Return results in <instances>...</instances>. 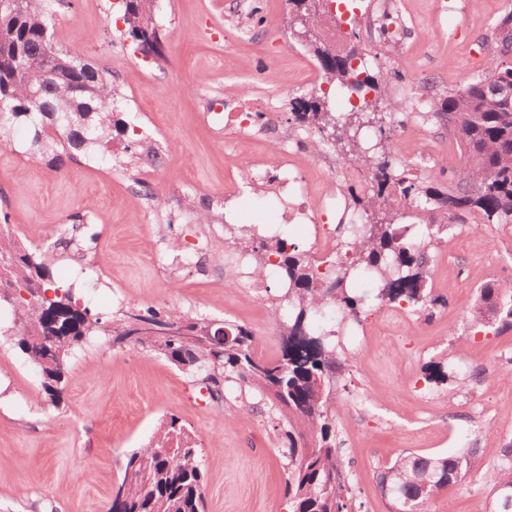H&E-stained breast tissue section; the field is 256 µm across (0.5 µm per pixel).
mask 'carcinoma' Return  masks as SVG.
Listing matches in <instances>:
<instances>
[{"label":"carcinoma","mask_w":512,"mask_h":512,"mask_svg":"<svg viewBox=\"0 0 512 512\" xmlns=\"http://www.w3.org/2000/svg\"><path fill=\"white\" fill-rule=\"evenodd\" d=\"M65 5L67 0H0V139L6 142L12 127L26 126L30 154L57 169L79 153L94 157L105 152L114 135L128 130L124 120L115 118L121 107L112 73L55 41L56 16ZM155 8L156 0H123L124 35L139 51L161 60ZM328 26V19L316 15L307 25L297 24L295 32L307 39L323 78L351 109L333 112L322 96L299 99L288 131L299 135L315 129L326 134L331 145L346 142L348 150L340 161L366 173L371 181L369 191L354 183L346 186L362 224L347 231L346 251L336 255L331 276L319 277L312 256L289 252L275 230L261 239L259 247L241 250L239 240L255 235V230L227 224L224 262L246 254L252 280L261 279L270 256L279 257L286 314L278 357H255L253 331L228 323L224 328L232 339L219 352L181 338L160 344L152 336L130 341L200 377L217 400L256 392L276 420L292 512H361L336 448L335 374L344 354L345 328L387 303H441L426 291L431 225H512V99L492 92L498 83L512 81V8L485 38L493 52L489 66L445 96L420 102L419 118L441 119L463 159L460 171H444L437 179L385 147L393 113H386L385 122L367 115L375 109L366 100L369 93L382 104L390 101L392 73L379 70L380 53L331 44L325 38ZM354 96L356 105L351 104ZM210 209L212 204L205 199L186 207L197 224L209 223ZM408 212L418 223L401 224ZM72 226L84 228V243L92 249L98 233L86 217L75 215ZM68 246L62 236L47 247L20 245L8 229V215H0V307L11 312V325L0 326V337L12 338L40 370L43 403L52 406L77 350L107 343L133 324L156 329L174 325L189 335L205 324V319L175 308L128 310L104 323L89 317L88 310L74 302L73 288L61 291L55 286L56 265L73 260ZM362 274L379 285L372 303L352 288ZM332 310L342 319L328 328L320 320ZM471 323L496 332L512 330L511 280L494 281L480 290ZM475 453L471 447L452 456L403 454L378 471L377 484L398 512H430L436 493L466 476ZM481 481L495 512H512L504 506L505 495H512V443L502 448ZM205 482L198 441L176 418L164 419L144 447L126 455L108 512H205Z\"/></svg>","instance_id":"1"}]
</instances>
